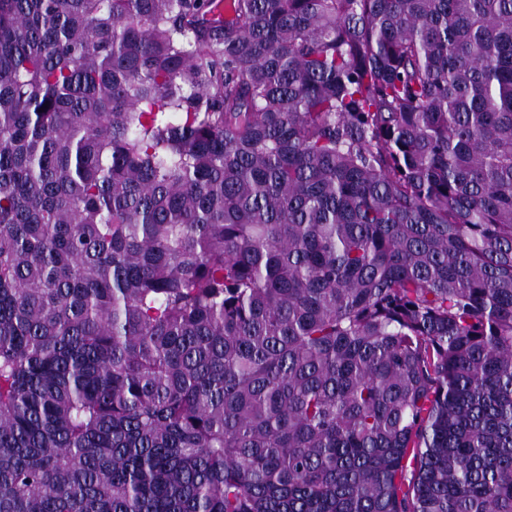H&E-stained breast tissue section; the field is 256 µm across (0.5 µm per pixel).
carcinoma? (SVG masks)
I'll list each match as a JSON object with an SVG mask.
<instances>
[{"label": "carcinoma", "instance_id": "1", "mask_svg": "<svg viewBox=\"0 0 512 512\" xmlns=\"http://www.w3.org/2000/svg\"><path fill=\"white\" fill-rule=\"evenodd\" d=\"M217 2L0 0V512H512V0Z\"/></svg>", "mask_w": 512, "mask_h": 512}]
</instances>
